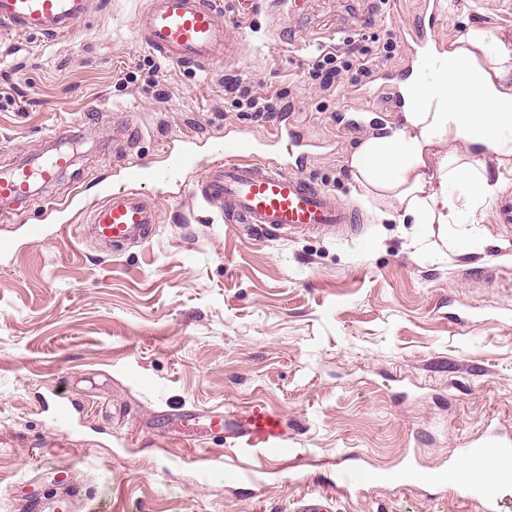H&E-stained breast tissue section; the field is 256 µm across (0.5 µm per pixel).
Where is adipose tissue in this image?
Returning a JSON list of instances; mask_svg holds the SVG:
<instances>
[{"instance_id":"adipose-tissue-1","label":"adipose tissue","mask_w":512,"mask_h":512,"mask_svg":"<svg viewBox=\"0 0 512 512\" xmlns=\"http://www.w3.org/2000/svg\"><path fill=\"white\" fill-rule=\"evenodd\" d=\"M494 49L493 65L482 51ZM443 81L457 93L438 111H418L417 100H406L403 124L387 135L367 138L351 154L349 165L366 190L395 201L417 224L455 223L448 209V185L466 179L472 196H491L496 188L485 172L440 167L438 176L426 173L429 149L442 141L470 144L512 157V46L483 32L468 36L465 46L444 52Z\"/></svg>"}]
</instances>
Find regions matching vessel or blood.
Returning a JSON list of instances; mask_svg holds the SVG:
<instances>
[{"label": "vessel or blood", "mask_w": 512, "mask_h": 512, "mask_svg": "<svg viewBox=\"0 0 512 512\" xmlns=\"http://www.w3.org/2000/svg\"><path fill=\"white\" fill-rule=\"evenodd\" d=\"M221 0H151L136 21L139 40L152 52L185 68H209L237 55L219 22ZM91 12V0H0V31L50 37L72 34ZM409 89L393 83L389 73H380L379 93L401 96L410 92L426 112L436 111L448 88L437 80L441 62L435 26L408 31L405 37ZM315 141L305 136L293 119L282 118L271 133L258 137L244 130L225 133L217 146L219 159L202 181H188L198 157L192 146L166 150L162 162L139 157L123 163L120 184L105 190L102 200L86 219L91 237L122 249L149 242L159 222L155 200L147 187L176 186L191 198L217 208L226 222L259 224L274 230L319 231L358 223V212L336 195L313 182L305 169L314 156ZM71 160L59 152L38 168L19 169L0 178V198L16 200L28 196L33 179L52 180L67 169ZM237 449L248 453L259 449L277 458L288 455V440L282 418L263 407H253L238 424ZM496 455L484 454V446ZM468 441L464 458L476 469L492 471L495 481L469 484L465 499L477 502L482 512H494L498 481L512 473V442L490 444Z\"/></svg>", "instance_id": "b4317fda"}]
</instances>
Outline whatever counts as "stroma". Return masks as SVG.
Returning <instances> with one entry per match:
<instances>
[{
	"label": "stroma",
	"mask_w": 512,
	"mask_h": 512,
	"mask_svg": "<svg viewBox=\"0 0 512 512\" xmlns=\"http://www.w3.org/2000/svg\"><path fill=\"white\" fill-rule=\"evenodd\" d=\"M296 2L288 23L300 35L286 43L265 0H222L243 51L207 69L140 43L148 0H110L65 40L0 34V170L64 142L77 149L39 193L0 202V512H26L33 498L64 512H298L307 492L327 495L329 512H481L447 484L340 490L336 455L356 452L375 472L413 457L434 472L465 442L512 430V228L495 222L512 163L458 146L457 166L481 163L499 189L475 199L464 182L449 184V204L469 218L444 235L361 201L348 159L397 126L399 104L359 95L352 71L320 91L308 69L322 47L350 40L379 52L378 70L401 69L420 0ZM438 2L444 46L473 29L512 43L502 0ZM228 75L318 142L306 173L356 207L355 230L227 224L159 186L148 190L160 214L149 243L106 253L75 227L62 239L26 237L36 220L57 224L47 198L75 190L92 207L126 159H161L189 136L208 161L224 131L266 134L274 119L239 111ZM117 120L138 137L113 141ZM58 396L75 405L74 421H56ZM256 405L287 419L301 466L240 453L179 420ZM217 447L223 458L195 460ZM228 462L247 478L215 476Z\"/></svg>",
	"instance_id": "obj_1"
}]
</instances>
